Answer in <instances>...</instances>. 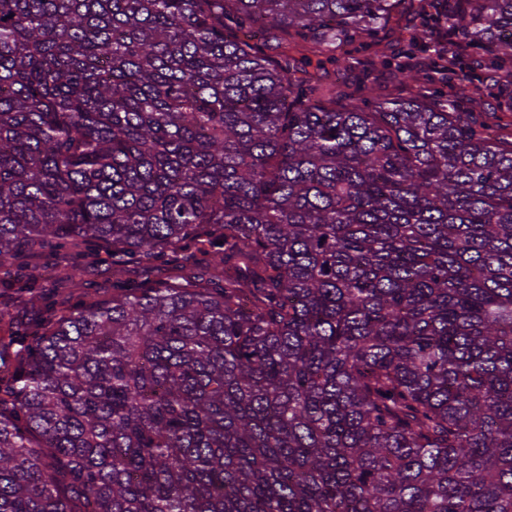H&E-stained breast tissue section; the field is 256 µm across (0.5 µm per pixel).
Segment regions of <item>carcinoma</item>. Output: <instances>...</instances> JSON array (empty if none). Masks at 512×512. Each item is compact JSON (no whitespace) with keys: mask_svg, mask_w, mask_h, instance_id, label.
<instances>
[{"mask_svg":"<svg viewBox=\"0 0 512 512\" xmlns=\"http://www.w3.org/2000/svg\"><path fill=\"white\" fill-rule=\"evenodd\" d=\"M400 2L0 0V512H512V141ZM426 2L512 61V0ZM354 52L403 94L325 95ZM109 252L205 275L30 264ZM87 279L94 282L101 289L100 299L111 297L112 290L109 287L112 282V262H103L91 267L87 273ZM15 291L0 287V310H7L12 317L13 328L17 324L31 326L38 320L41 313V306L38 302L32 301L29 295L15 298Z\"/></svg>","mask_w":512,"mask_h":512,"instance_id":"carcinoma-1","label":"carcinoma"}]
</instances>
